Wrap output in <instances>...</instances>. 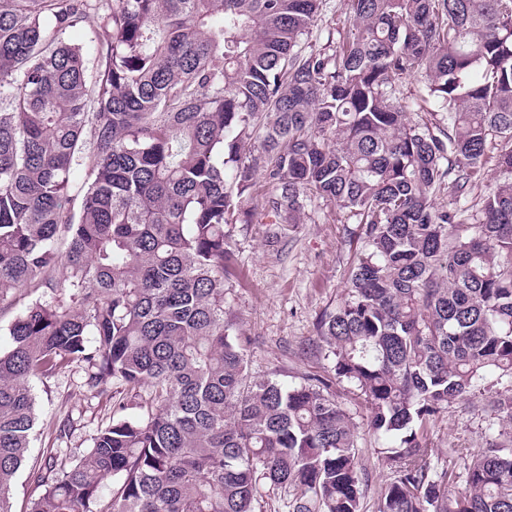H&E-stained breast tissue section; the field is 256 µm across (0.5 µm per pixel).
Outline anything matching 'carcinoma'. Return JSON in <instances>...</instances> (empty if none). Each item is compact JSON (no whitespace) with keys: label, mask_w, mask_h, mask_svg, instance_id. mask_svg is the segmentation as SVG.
I'll list each match as a JSON object with an SVG mask.
<instances>
[{"label":"carcinoma","mask_w":512,"mask_h":512,"mask_svg":"<svg viewBox=\"0 0 512 512\" xmlns=\"http://www.w3.org/2000/svg\"><path fill=\"white\" fill-rule=\"evenodd\" d=\"M97 2L90 83L65 36ZM349 2L342 44L307 51L319 0H0V302L42 289L0 352V512L32 378L73 363L127 395L75 463L29 472L28 512H256L267 486L292 512H361L335 379L390 442L378 512H512L511 448L489 442L456 496L426 443L481 388L512 426V0ZM411 76L432 122L410 120ZM494 140L466 224L437 198L485 179ZM318 200L358 224L317 322L330 374L258 379L226 318L224 225L299 224Z\"/></svg>","instance_id":"obj_1"}]
</instances>
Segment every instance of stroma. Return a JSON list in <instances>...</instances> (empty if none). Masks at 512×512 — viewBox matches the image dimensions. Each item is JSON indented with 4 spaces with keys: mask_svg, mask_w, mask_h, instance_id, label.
<instances>
[{
    "mask_svg": "<svg viewBox=\"0 0 512 512\" xmlns=\"http://www.w3.org/2000/svg\"><path fill=\"white\" fill-rule=\"evenodd\" d=\"M348 27L345 0H323L309 44L321 48L327 36L342 39ZM236 273L225 283L226 307L252 340L250 360L260 377L294 385L323 374L329 362L318 346L317 316L334 306L344 291L356 246L357 226L347 212L318 201L301 224H233L229 227ZM84 371L72 365L52 378H34L38 400L35 430L25 468L16 476L13 512H27L34 496L31 468L50 455L69 462L90 446L100 428L112 421V403L125 391L113 385L111 396H91L83 388ZM337 401L357 426L359 456L365 472L362 512H377L391 470L382 440L368 427V408L347 382L335 385ZM486 392L454 401L429 427L427 445L437 469L448 472V488L465 493L473 455L485 448L500 428L486 407Z\"/></svg>",
    "mask_w": 512,
    "mask_h": 512,
    "instance_id": "35a3bbf8",
    "label": "stroma"
}]
</instances>
